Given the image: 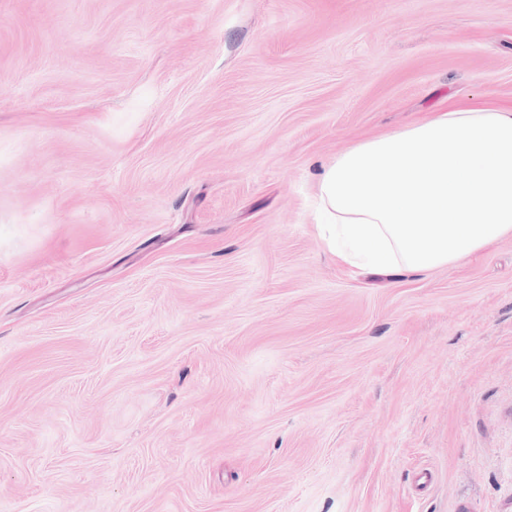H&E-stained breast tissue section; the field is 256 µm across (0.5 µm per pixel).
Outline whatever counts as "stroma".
I'll return each mask as SVG.
<instances>
[{
    "mask_svg": "<svg viewBox=\"0 0 512 512\" xmlns=\"http://www.w3.org/2000/svg\"><path fill=\"white\" fill-rule=\"evenodd\" d=\"M512 103V0H0V512H512V238L342 265L318 169Z\"/></svg>",
    "mask_w": 512,
    "mask_h": 512,
    "instance_id": "35a3bbf8",
    "label": "stroma"
}]
</instances>
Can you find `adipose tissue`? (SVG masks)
Instances as JSON below:
<instances>
[{"instance_id": "1", "label": "adipose tissue", "mask_w": 512, "mask_h": 512, "mask_svg": "<svg viewBox=\"0 0 512 512\" xmlns=\"http://www.w3.org/2000/svg\"><path fill=\"white\" fill-rule=\"evenodd\" d=\"M317 226L342 263L424 273L512 237V104L447 108L326 166Z\"/></svg>"}]
</instances>
